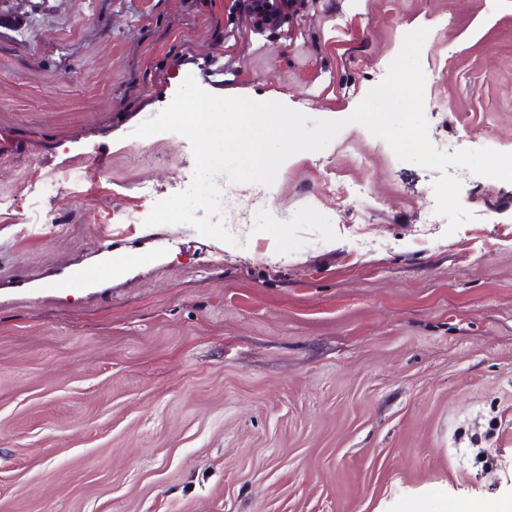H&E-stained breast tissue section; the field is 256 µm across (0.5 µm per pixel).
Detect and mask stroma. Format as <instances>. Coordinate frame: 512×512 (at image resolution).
Masks as SVG:
<instances>
[{"label": "stroma", "instance_id": "35a3bbf8", "mask_svg": "<svg viewBox=\"0 0 512 512\" xmlns=\"http://www.w3.org/2000/svg\"><path fill=\"white\" fill-rule=\"evenodd\" d=\"M12 2L0 512H512V182L467 174L448 232L439 171L349 121L424 28L433 144L512 152V0H300L277 28L241 0ZM189 76L347 122L269 199L217 177L232 245L143 224L195 163L131 132ZM113 252L126 274L75 287Z\"/></svg>", "mask_w": 512, "mask_h": 512}]
</instances>
